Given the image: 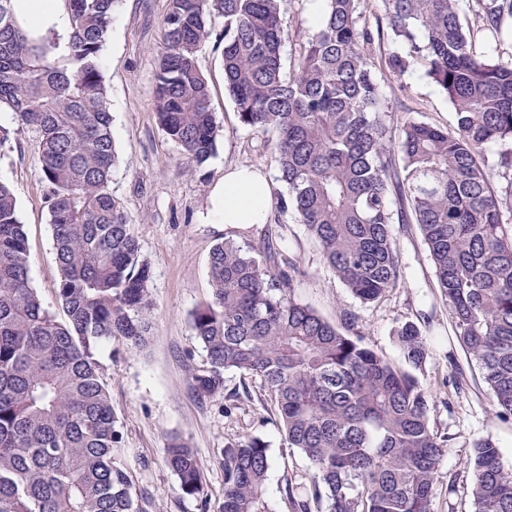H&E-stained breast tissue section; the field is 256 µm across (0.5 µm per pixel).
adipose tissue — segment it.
Here are the masks:
<instances>
[{
  "instance_id": "ef3b65f1",
  "label": "adipose tissue",
  "mask_w": 512,
  "mask_h": 512,
  "mask_svg": "<svg viewBox=\"0 0 512 512\" xmlns=\"http://www.w3.org/2000/svg\"><path fill=\"white\" fill-rule=\"evenodd\" d=\"M19 23L39 36L47 31L66 34L68 17L61 0H13ZM273 182L259 169L232 165L211 191L202 221L206 224L246 225L267 223L273 203Z\"/></svg>"
}]
</instances>
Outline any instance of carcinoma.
Instances as JSON below:
<instances>
[{
  "mask_svg": "<svg viewBox=\"0 0 512 512\" xmlns=\"http://www.w3.org/2000/svg\"><path fill=\"white\" fill-rule=\"evenodd\" d=\"M59 35L34 37L12 0H0V108L38 133L53 246L60 271L57 321L29 281L25 226L0 182V512H146L120 453L112 401L95 359L100 340L144 350L153 330L151 267L110 183L117 162L101 52L121 0H62ZM386 30L372 31L365 0H324L321 27L283 72L287 0H169L154 109L161 130L197 166L215 152L217 126L196 53L224 17V84L242 125L273 133L278 180L324 264L363 303L396 286L393 224H416L427 245L454 334L478 366L496 412L512 416V191L494 171L512 169V147L489 164L490 144H512V58L479 35L512 25V0H477L476 23L460 0H381ZM399 49L382 68L422 69L448 96L450 131L408 117L393 131L375 75L373 45ZM232 240L209 256V299L192 312L206 352L197 390L215 395L224 373L259 378L284 439L315 468L307 497L287 490L292 512L327 501L328 512H432L448 439L430 425L415 378L354 332L291 293L300 273L262 248ZM405 363L420 369L419 327L396 330ZM220 512H269V445L224 446ZM166 461L183 494L207 512L201 461L181 438ZM474 512H512V472L490 438L471 448Z\"/></svg>",
  "mask_w": 512,
  "mask_h": 512,
  "instance_id": "carcinoma-1",
  "label": "carcinoma"
}]
</instances>
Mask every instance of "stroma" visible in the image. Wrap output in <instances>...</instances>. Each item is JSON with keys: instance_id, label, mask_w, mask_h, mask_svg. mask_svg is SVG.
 <instances>
[{"instance_id": "1", "label": "stroma", "mask_w": 512, "mask_h": 512, "mask_svg": "<svg viewBox=\"0 0 512 512\" xmlns=\"http://www.w3.org/2000/svg\"><path fill=\"white\" fill-rule=\"evenodd\" d=\"M309 5L310 0H288L283 15L284 71H291L300 42L314 32L308 21ZM166 12L167 0H123L102 52L112 135L119 153L110 190L124 203L142 255L151 266L155 310L146 351L133 353L120 340H103L96 345V358L117 417L122 455L134 489L151 502L148 512L204 508L181 492L166 463L165 448L174 435L194 448L202 462L209 512H219L223 499L225 443L233 438H262L270 456L265 498L273 512H292L285 487L309 490L313 465L300 451L287 447L271 403L254 378L228 371L222 392L204 396L196 391L193 374L203 366L205 354L188 325L192 310L210 295L212 248L227 239L252 245L261 240L258 224L201 223L212 185L230 164L255 166L275 178L276 157L264 147L263 134L240 123L224 89V19L217 14L211 18V39L196 54L219 126L216 151L203 165L187 164L178 146L160 129L153 100ZM381 85L395 119L411 116L454 127L452 104L423 70L383 77ZM36 140L34 131L24 130L0 146V181L11 187L27 230L31 284L45 307L58 315L62 312L57 297L60 275ZM271 221L278 230L275 247L282 258L295 260L301 269L292 283L293 294L324 319L337 324L343 315H352L356 330L399 367L404 359L395 331L408 321L418 325L428 355L415 376L430 397L433 430L448 439L433 510L473 512L471 443L492 438L502 452L505 469L512 471V417L497 415L478 369L454 335L418 225H392L402 260L399 280L382 301L364 304L324 265L317 244L292 212L273 209Z\"/></svg>"}]
</instances>
